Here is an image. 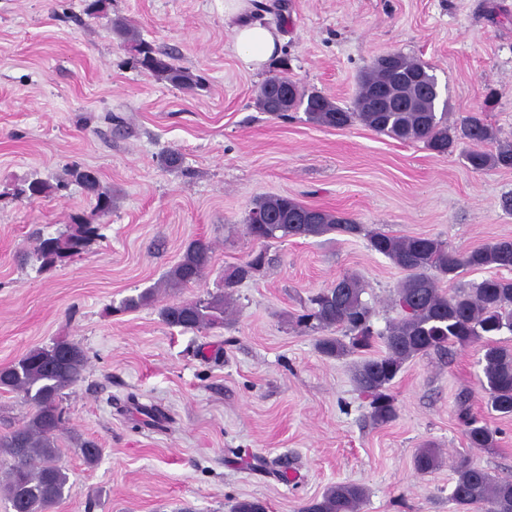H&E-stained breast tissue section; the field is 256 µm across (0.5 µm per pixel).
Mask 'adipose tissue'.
<instances>
[{"mask_svg": "<svg viewBox=\"0 0 512 512\" xmlns=\"http://www.w3.org/2000/svg\"><path fill=\"white\" fill-rule=\"evenodd\" d=\"M247 0H224V17L234 23L232 50L250 69H262L280 48L276 31L246 21Z\"/></svg>", "mask_w": 512, "mask_h": 512, "instance_id": "1", "label": "adipose tissue"}]
</instances>
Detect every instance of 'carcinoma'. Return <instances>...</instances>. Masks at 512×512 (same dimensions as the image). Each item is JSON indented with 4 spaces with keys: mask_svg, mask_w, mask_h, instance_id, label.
Returning <instances> with one entry per match:
<instances>
[{
    "mask_svg": "<svg viewBox=\"0 0 512 512\" xmlns=\"http://www.w3.org/2000/svg\"><path fill=\"white\" fill-rule=\"evenodd\" d=\"M113 29L133 45L136 64L151 76L186 90L201 84V76L175 65L169 53L141 40L123 20H115ZM438 98L432 67L395 53L392 66L377 61L361 76L351 110L317 92H305L285 75L271 76L260 85L255 107L280 118L301 110L310 123L336 129L358 120L380 135L400 142H422L442 155L464 144V159L472 170L512 168V142L498 143L493 152L483 150V145L497 140L493 127L476 114L458 125H448L447 113L436 111ZM72 181L95 201L94 213L106 216L112 212V192L100 185L98 177L77 166L69 168L67 178L54 186L36 178L17 188L15 196L40 197L54 189L63 190ZM245 224L248 235L261 244V249L232 269L224 279L228 289L264 268L268 263L267 246L273 240L363 233L362 225L344 213L308 207L284 195H268L255 202ZM99 230V225L76 215L59 234L38 237L34 255L40 268L51 269L82 253L100 238ZM366 237L372 251L406 272L395 297L400 319L383 331L373 330L371 309L362 300L365 286L358 276L348 275L311 296L309 306L296 322L321 333L316 348L328 358L340 359L369 350L377 341L382 343L384 352L355 363L353 368L354 381L370 399L373 421L384 425L396 418L389 389L406 361L475 342L482 343L479 383L488 397V407L502 417H511L512 348L500 345L497 337L506 331L512 334V279L494 274L478 283L460 285L450 293L440 283L456 280L464 269L498 271L512 267V239L457 252L432 236H397L373 230ZM210 262V246L194 240L166 273L163 284L167 288L195 285ZM156 302L157 289L145 288L125 297L114 311H136ZM231 304L232 294L226 292L207 299L168 303L160 308V316L169 326L199 331L224 322ZM87 363L80 344L61 340L49 347L34 348L17 362L0 367V390L23 394L31 406L21 425L0 436V453L11 458L0 480V490L13 512H50L64 496L69 477L60 463L57 446V433L64 422L59 401L63 391L81 379ZM459 420L469 447H496L498 430L466 412ZM79 447L85 463L96 464L101 455L99 445L86 439ZM441 464L439 451L431 445L419 449L413 460L421 474L431 473ZM365 499L363 486L337 482L310 499L301 512H360ZM449 501L456 505L457 512H512V479L496 478L486 469L462 460L454 468Z\"/></svg>",
    "mask_w": 512,
    "mask_h": 512,
    "instance_id": "obj_1",
    "label": "carcinoma"
}]
</instances>
